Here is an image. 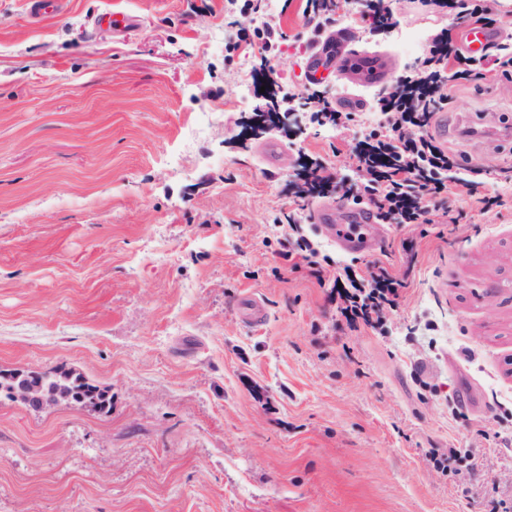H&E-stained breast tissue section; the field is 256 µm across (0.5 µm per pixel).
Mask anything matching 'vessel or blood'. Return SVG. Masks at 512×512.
Instances as JSON below:
<instances>
[{
	"label": "vessel or blood",
	"mask_w": 512,
	"mask_h": 512,
	"mask_svg": "<svg viewBox=\"0 0 512 512\" xmlns=\"http://www.w3.org/2000/svg\"><path fill=\"white\" fill-rule=\"evenodd\" d=\"M68 6V0H26L27 18L32 24H40L44 19L62 13ZM493 38L490 30L473 27L464 35V48L472 56H481L486 44ZM348 66L360 70L368 82H378L386 67V60L380 56L354 55L348 58ZM311 218L314 223L328 228L337 245L353 253H373L383 250L382 237L367 233L368 225L376 223L375 213L365 206L351 208L349 221L338 224L334 221L332 205L323 204L315 208Z\"/></svg>",
	"instance_id": "b4317fda"
}]
</instances>
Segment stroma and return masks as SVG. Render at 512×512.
Returning a JSON list of instances; mask_svg holds the SVG:
<instances>
[{
	"label": "stroma",
	"mask_w": 512,
	"mask_h": 512,
	"mask_svg": "<svg viewBox=\"0 0 512 512\" xmlns=\"http://www.w3.org/2000/svg\"><path fill=\"white\" fill-rule=\"evenodd\" d=\"M24 2L0 0V372L71 371L112 408L0 392V512H512V209L478 202L512 193V75L441 114L470 169L461 222L373 225L409 274L382 329L337 313L352 255L322 225L302 229L329 257L318 279L274 227L302 158L354 180L381 119L342 56H386L392 85L468 20L397 0L376 32L349 0L341 58L313 76L307 0H68L38 25ZM108 9L138 26L97 25ZM267 11L284 38L266 51L245 36ZM270 85L361 108L344 130L299 108L258 128ZM451 448L448 472L428 461Z\"/></svg>",
	"instance_id": "35a3bbf8"
}]
</instances>
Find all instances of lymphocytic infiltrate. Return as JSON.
I'll list each match as a JSON object with an SVG mask.
<instances>
[{
  "label": "lymphocytic infiltrate",
  "instance_id": "lymphocytic-infiltrate-1",
  "mask_svg": "<svg viewBox=\"0 0 512 512\" xmlns=\"http://www.w3.org/2000/svg\"><path fill=\"white\" fill-rule=\"evenodd\" d=\"M492 64L464 56L453 30L431 38L421 65L395 85L380 89L376 100L382 115L378 128L359 143L355 155L362 178L356 186H340L321 166L307 168L304 183L292 194L297 206L307 198L342 190L354 203L372 205L380 223L455 224L448 197L470 187L467 169L436 136L440 112L448 106L452 87L483 79L487 67L512 72V44L495 46ZM336 291L337 309L349 329L372 328L399 305L406 283L382 262L366 264L364 273L346 270Z\"/></svg>",
  "mask_w": 512,
  "mask_h": 512
}]
</instances>
